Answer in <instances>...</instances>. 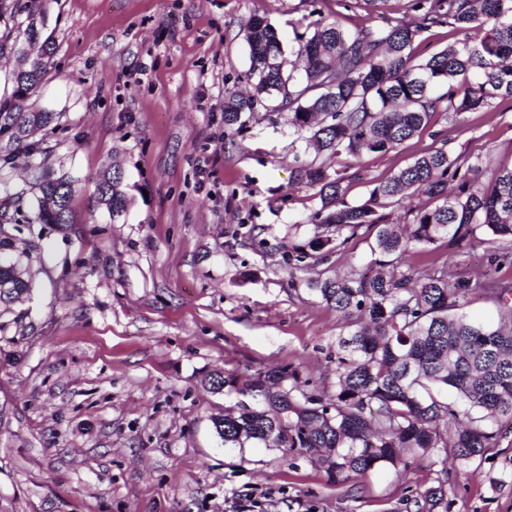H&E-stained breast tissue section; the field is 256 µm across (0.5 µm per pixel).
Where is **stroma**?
<instances>
[{"label": "stroma", "instance_id": "35a3bbf8", "mask_svg": "<svg viewBox=\"0 0 512 512\" xmlns=\"http://www.w3.org/2000/svg\"><path fill=\"white\" fill-rule=\"evenodd\" d=\"M41 3L40 36L56 50L34 107L59 119L42 154L17 153L0 171V212L38 246L34 291L0 315V512H235L246 493L257 512H415L437 477L431 458L336 483L307 456L224 447L212 420L238 397L208 383L219 370L244 382L291 365L329 386L339 317L290 280L371 259L359 234L307 271L289 266L320 200L295 184L287 113L259 103L239 133L224 127L226 90L247 89L244 23L267 18L288 46L319 18L349 30L409 20L408 0L381 13L355 0ZM438 138L511 164L512 101L441 113L395 151L340 158L348 201ZM40 163L77 181L71 224L33 222ZM112 164L130 200L117 221L93 198ZM436 257L512 281L474 241L410 262L426 273ZM507 455L512 433L488 458L449 466L448 512H512V484L490 482Z\"/></svg>", "mask_w": 512, "mask_h": 512}]
</instances>
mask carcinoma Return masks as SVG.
Here are the masks:
<instances>
[{"label": "carcinoma", "mask_w": 512, "mask_h": 512, "mask_svg": "<svg viewBox=\"0 0 512 512\" xmlns=\"http://www.w3.org/2000/svg\"><path fill=\"white\" fill-rule=\"evenodd\" d=\"M408 22L386 28L343 29L318 19L310 35L297 37L290 68L274 27L252 16L245 25L251 93L229 90L224 126L242 128V114L256 103L275 101L288 113L296 140V184L316 191L320 208L308 223L314 235L292 248L293 268L309 252L326 260L361 229L375 233L369 267L362 272L291 279L336 310L335 387L309 388L299 371L283 366L256 374L246 385L216 372L214 390L249 396L213 426L224 446L258 442L282 457L315 454L328 464L336 483L363 481L377 469L401 472L411 455L437 456V485L415 501L417 512H448L447 458L462 466L499 446L512 429V282L474 281L448 274V261L420 276L407 263L446 240L460 242L483 231L488 261L512 267V165L493 170L480 158L453 155L433 145L409 165L380 181L361 203L346 200L344 176L330 174L320 155L360 158L387 153L420 134L440 112H478L497 99L512 100V0H409ZM40 0H0V58L28 54L35 65L11 77L0 95V169L13 165L18 151L41 153L37 132L55 120L36 112L30 100L42 88L54 43L39 40L34 24ZM464 33L423 57L414 43L435 27ZM475 32L481 37L471 38ZM123 178L112 166L95 181L94 195L110 218L127 212ZM35 221L70 223L77 186L42 170L35 177ZM422 192L434 206L409 209L402 224L387 209L396 200ZM14 235L0 224V311L28 298L33 275L7 253ZM482 291L501 305L499 322L485 326L462 312L469 295ZM452 389L466 408L448 402Z\"/></svg>", "instance_id": "obj_1"}]
</instances>
